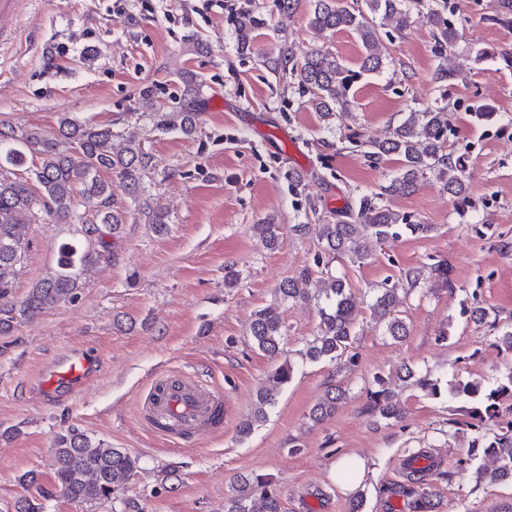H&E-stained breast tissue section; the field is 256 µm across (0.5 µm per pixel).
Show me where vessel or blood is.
<instances>
[{
    "label": "vessel or blood",
    "mask_w": 512,
    "mask_h": 512,
    "mask_svg": "<svg viewBox=\"0 0 512 512\" xmlns=\"http://www.w3.org/2000/svg\"><path fill=\"white\" fill-rule=\"evenodd\" d=\"M95 356L86 348L68 352L45 374V390L69 395L72 386L95 371ZM141 414L149 429L170 440L205 437L224 422V394L189 371L165 373L151 384Z\"/></svg>",
    "instance_id": "1"
}]
</instances>
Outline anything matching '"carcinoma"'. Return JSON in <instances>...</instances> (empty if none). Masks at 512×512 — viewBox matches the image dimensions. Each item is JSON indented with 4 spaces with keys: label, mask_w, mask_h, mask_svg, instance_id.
Segmentation results:
<instances>
[{
    "label": "carcinoma",
    "mask_w": 512,
    "mask_h": 512,
    "mask_svg": "<svg viewBox=\"0 0 512 512\" xmlns=\"http://www.w3.org/2000/svg\"><path fill=\"white\" fill-rule=\"evenodd\" d=\"M303 0H268V15L292 16ZM307 26L313 44L301 56L293 42H283L278 54L267 59L276 74H289L297 79L298 91L307 98L314 111L326 124L335 113L351 103L354 90L363 76L379 71L383 65V37L402 35L422 23L429 27L434 40V53L442 60L435 82L445 84L461 73L448 59V48L460 37L468 17L457 0H443L434 6L425 0H308ZM237 50L251 51L253 34L266 25L264 16L244 0L232 18ZM345 30L356 34L361 42L359 68L353 69L336 58L330 49V38ZM182 94L175 105L164 111L157 105L154 89L140 92V106L152 117L154 130L160 133H196L199 121L197 76L179 74ZM452 115L448 107H431L408 113L403 122L384 139H363L354 132L347 135L364 147L363 156L375 163L385 156L399 161L396 174L381 191L362 194L334 217L319 219L317 247L312 264L284 278L278 288L279 301L308 304L315 302L319 322L316 334L308 340L302 358L311 362L341 358L355 340L358 310L351 289L341 276L330 269V263L347 259L352 263L366 259L374 247L399 239L404 232L426 233L429 224H414L408 217L392 209L387 199L416 191L426 174H431L450 195L466 203L463 164L446 151ZM37 161L35 168L26 167L28 159ZM151 170V155L133 133L115 132L110 126L90 125L64 117L58 131L49 137L35 128H19L0 121V332L7 333L13 324L30 320L60 305H73L85 286L89 272L103 262L112 261L114 248L121 238L128 210L115 205L112 181L104 174L114 173L131 202L147 218L152 230L162 235L168 230L169 211L142 194L144 178ZM72 226V236L58 249L56 267L38 280L26 296L10 299L31 249L29 226L43 224ZM251 230L267 250L280 246V225L271 222L251 225ZM421 271L409 269L396 282L378 290L370 309L374 317L386 324V333L394 341L408 336V326L397 315V307L409 292L420 284ZM255 348L278 365L256 391L250 412L239 422L238 433L247 436L255 424L266 419L276 403V396L293 374L290 351L285 349L287 337L278 301L257 309L249 326ZM413 382L433 397L447 395L460 403V411L480 422L487 418L506 417L501 432L488 438L477 434L466 456L459 461L458 472L477 481L512 479V369L494 387L477 382H457L441 391L439 382L416 375L414 367L403 364L374 382L379 389L372 392L370 412L384 420H398L402 409L388 388L390 380ZM346 392L331 387L310 410L309 419L320 424L330 419ZM54 479L60 493L73 502H92L110 497L124 488L136 475L138 459L122 448H114L75 429L56 437L51 448ZM496 459L498 467L490 471L483 457ZM427 461L420 467L419 460ZM437 467L425 450L406 459L413 497L414 512L433 508V493L427 490L425 477ZM21 481L36 490L15 504V512H43L38 499L52 497L41 486L36 474L29 473ZM224 512H281L280 491L273 479L264 474L248 473L238 477L232 495L224 500Z\"/></svg>",
    "instance_id": "1"
}]
</instances>
